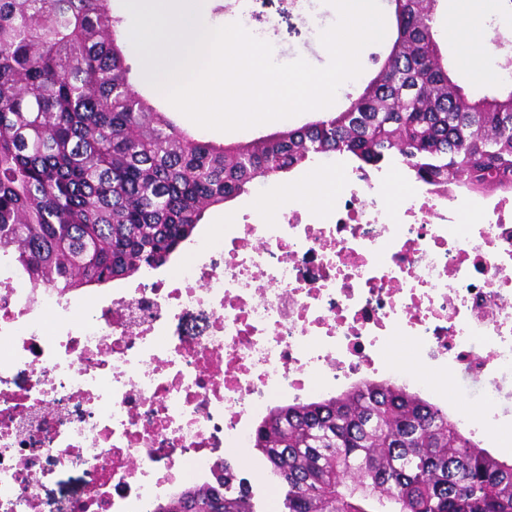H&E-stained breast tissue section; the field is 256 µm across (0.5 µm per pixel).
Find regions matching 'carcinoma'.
Returning a JSON list of instances; mask_svg holds the SVG:
<instances>
[{
  "label": "carcinoma",
  "instance_id": "obj_1",
  "mask_svg": "<svg viewBox=\"0 0 512 512\" xmlns=\"http://www.w3.org/2000/svg\"><path fill=\"white\" fill-rule=\"evenodd\" d=\"M389 2L394 38L357 96L224 145L133 88L110 0H0V257L62 293L136 278L166 266L208 209L333 154L364 172L399 166L442 196L512 188V88L452 79L438 0ZM252 443L281 512H512V458L391 382L274 407ZM154 512L259 510L226 462Z\"/></svg>",
  "mask_w": 512,
  "mask_h": 512
}]
</instances>
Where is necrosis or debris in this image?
<instances>
[{
  "instance_id": "1",
  "label": "necrosis or debris",
  "mask_w": 512,
  "mask_h": 512,
  "mask_svg": "<svg viewBox=\"0 0 512 512\" xmlns=\"http://www.w3.org/2000/svg\"><path fill=\"white\" fill-rule=\"evenodd\" d=\"M341 180L276 222L231 218L169 276L108 299L32 287L0 260V512H35L38 484L68 465L88 475L77 512H152L241 452L271 401L367 376L435 399L448 374L477 382L501 411L457 420L498 448L512 429V190L452 207L412 181ZM194 310L204 336L167 334Z\"/></svg>"
}]
</instances>
